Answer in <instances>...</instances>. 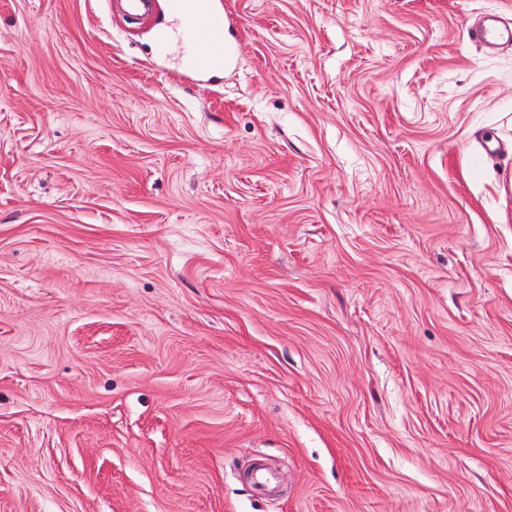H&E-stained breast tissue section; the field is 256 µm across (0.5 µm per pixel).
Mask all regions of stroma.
<instances>
[{"label": "stroma", "instance_id": "stroma-1", "mask_svg": "<svg viewBox=\"0 0 512 512\" xmlns=\"http://www.w3.org/2000/svg\"><path fill=\"white\" fill-rule=\"evenodd\" d=\"M0 0V512H512V0ZM210 0H170L171 13L175 22L181 26L183 35L192 43L197 62L203 70L223 67L230 58L231 51L224 41V29L229 19L218 14L209 3ZM199 31L207 32L212 46L223 45L221 54L210 49L209 45L196 41ZM472 40L492 51L512 44V22L504 21L497 13H485L469 31Z\"/></svg>", "mask_w": 512, "mask_h": 512}]
</instances>
